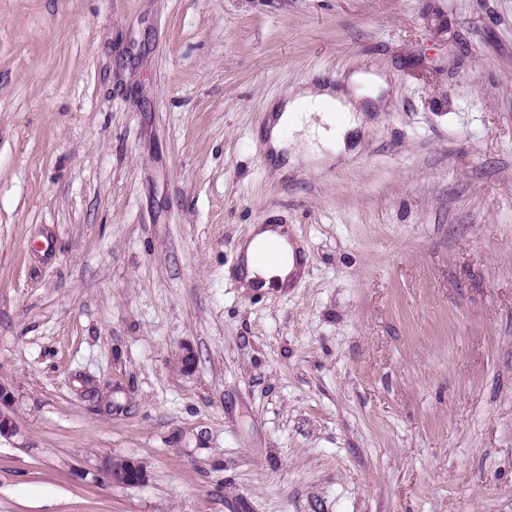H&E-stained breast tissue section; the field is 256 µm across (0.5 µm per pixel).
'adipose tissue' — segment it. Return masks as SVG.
<instances>
[{
  "label": "adipose tissue",
  "instance_id": "obj_1",
  "mask_svg": "<svg viewBox=\"0 0 512 512\" xmlns=\"http://www.w3.org/2000/svg\"><path fill=\"white\" fill-rule=\"evenodd\" d=\"M326 102L335 105V113L323 110L322 105ZM361 109L358 94L329 85L307 84L274 106L264 133L271 149L277 154L288 146L285 133L296 134L302 157L290 159V166H297L302 159L321 161L332 145L344 147L350 143L352 132L362 124ZM271 240L279 242L282 251L280 258L263 266L255 265L254 254ZM297 250L298 246L289 238L286 227L272 224L254 227L250 239L240 247L246 268L244 287L257 283L264 289L284 288L289 279L303 276V265L288 260L289 254Z\"/></svg>",
  "mask_w": 512,
  "mask_h": 512
}]
</instances>
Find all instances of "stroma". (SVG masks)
Segmentation results:
<instances>
[{
  "label": "stroma",
  "instance_id": "1",
  "mask_svg": "<svg viewBox=\"0 0 512 512\" xmlns=\"http://www.w3.org/2000/svg\"><path fill=\"white\" fill-rule=\"evenodd\" d=\"M358 70L277 175L270 106ZM0 381V512H512V0H0ZM325 102L329 111L340 112L341 120L325 112L321 105ZM333 103V104H332ZM362 105L358 93H350L344 89H334L329 84H306L298 89L291 97L276 104L273 114L263 131L275 155L288 148V141L284 139V132L299 134L302 159L307 161H323L330 163L333 154L329 153L333 142L339 144L340 150H345L351 142V132L358 129L361 124ZM318 118V120L314 119ZM322 150L328 151V155ZM269 240H277L280 243V258L264 266L255 265L253 255ZM239 251L246 268L242 283L244 288H252V284L256 285L257 282H260L263 289L285 288L288 286L289 276L294 280L304 274L302 260L298 261V265L292 259L288 263V253L292 256L299 252L297 244L288 236V227L259 224L253 228L250 239L241 245ZM12 400L13 395L9 386L0 381V438L12 437L18 433L11 416L5 411L10 408ZM116 459L119 460L118 464ZM103 468L111 485L134 486L143 483L147 476L144 466L130 458H108Z\"/></svg>",
  "mask_w": 512,
  "mask_h": 512
}]
</instances>
